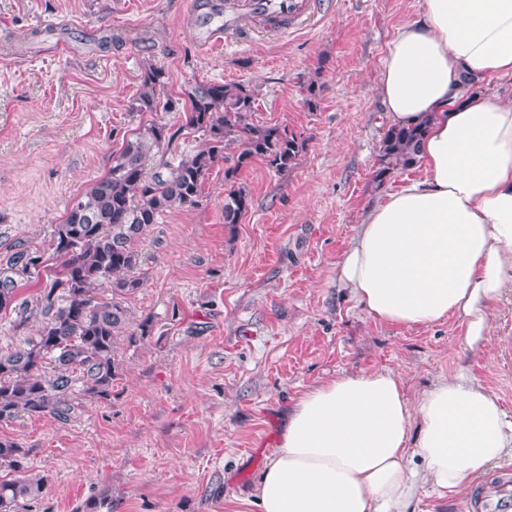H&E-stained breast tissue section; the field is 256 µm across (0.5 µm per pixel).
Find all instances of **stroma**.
Here are the masks:
<instances>
[{"instance_id": "35a3bbf8", "label": "stroma", "mask_w": 512, "mask_h": 512, "mask_svg": "<svg viewBox=\"0 0 512 512\" xmlns=\"http://www.w3.org/2000/svg\"><path fill=\"white\" fill-rule=\"evenodd\" d=\"M189 0H0V254L15 242L45 247L75 199L105 177L112 153L150 119L175 136L148 175L194 154L185 112L136 111L146 64L162 66L165 94L199 82L243 84L254 123L288 127L305 148L287 173L262 161L236 183L211 168L194 204L160 216L141 235L143 287L128 298L150 336L122 349L104 401L69 421L22 416L0 438L28 448L46 476L23 512H75L105 497L112 512H235L280 441L308 387L341 375L390 370L410 403L463 367L512 413V302L499 304L483 345L469 350L449 319L409 329L373 319L337 278L366 209L419 178L420 167L377 181L387 130L378 79L397 28L423 0H316L290 32L252 34L209 48ZM73 46L57 54L59 40ZM321 93L308 106L305 86ZM251 205L224 221L232 185ZM512 458L469 490L424 487L412 512H483Z\"/></svg>"}]
</instances>
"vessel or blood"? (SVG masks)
<instances>
[{"label": "vessel or blood", "mask_w": 512, "mask_h": 512, "mask_svg": "<svg viewBox=\"0 0 512 512\" xmlns=\"http://www.w3.org/2000/svg\"><path fill=\"white\" fill-rule=\"evenodd\" d=\"M192 13L207 34L204 45L243 38L254 28L269 30L299 23L311 13V0H193Z\"/></svg>", "instance_id": "b4317fda"}]
</instances>
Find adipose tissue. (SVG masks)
I'll list each match as a JSON object with an SVG mask.
<instances>
[{"mask_svg":"<svg viewBox=\"0 0 512 512\" xmlns=\"http://www.w3.org/2000/svg\"><path fill=\"white\" fill-rule=\"evenodd\" d=\"M466 74H512V0H424L422 19L396 30L378 94L389 124L426 122L424 176L367 209L338 279L374 319L453 318L473 347L512 290V103L468 92ZM504 457L512 416L475 378L440 379L413 406L393 372L342 375L301 394L242 504L408 512L424 484L466 490Z\"/></svg>","mask_w":512,"mask_h":512,"instance_id":"obj_1","label":"adipose tissue"}]
</instances>
